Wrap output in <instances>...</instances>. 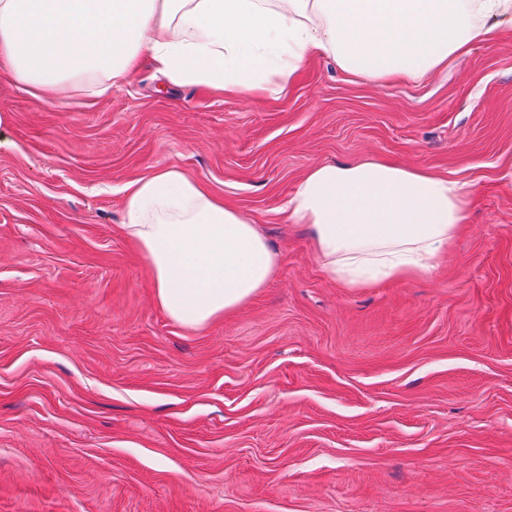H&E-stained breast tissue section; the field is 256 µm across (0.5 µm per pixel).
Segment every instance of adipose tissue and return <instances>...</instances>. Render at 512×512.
<instances>
[{"label": "adipose tissue", "instance_id": "1", "mask_svg": "<svg viewBox=\"0 0 512 512\" xmlns=\"http://www.w3.org/2000/svg\"><path fill=\"white\" fill-rule=\"evenodd\" d=\"M512 0H0V64L33 95L80 81L92 96L152 56L171 84L282 92L308 56L354 80L421 79L489 38ZM126 238L175 322L200 330L273 279L257 225L180 169L125 188ZM322 269L346 288L430 274L467 221L464 183L371 157L309 168L288 202Z\"/></svg>", "mask_w": 512, "mask_h": 512}]
</instances>
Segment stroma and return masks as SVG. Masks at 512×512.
<instances>
[{
    "instance_id": "1",
    "label": "stroma",
    "mask_w": 512,
    "mask_h": 512,
    "mask_svg": "<svg viewBox=\"0 0 512 512\" xmlns=\"http://www.w3.org/2000/svg\"><path fill=\"white\" fill-rule=\"evenodd\" d=\"M370 156L465 182L418 279L344 288L286 204ZM174 166L259 224L276 277L192 331L124 236ZM0 512H512V19L420 81L309 58L280 95L102 98L0 70Z\"/></svg>"
}]
</instances>
